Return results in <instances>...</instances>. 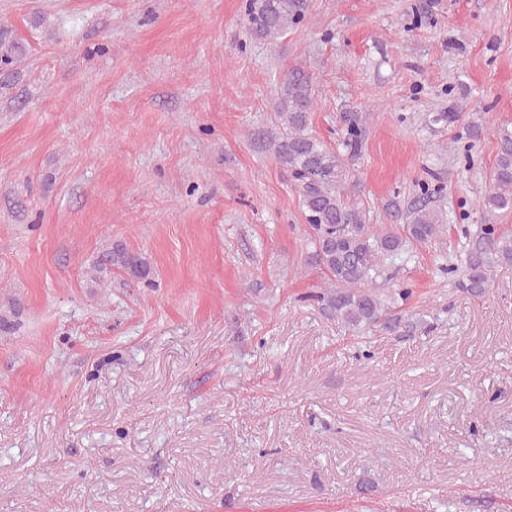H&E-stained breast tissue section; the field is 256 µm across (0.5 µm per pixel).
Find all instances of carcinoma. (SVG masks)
Segmentation results:
<instances>
[{
    "label": "carcinoma",
    "mask_w": 512,
    "mask_h": 512,
    "mask_svg": "<svg viewBox=\"0 0 512 512\" xmlns=\"http://www.w3.org/2000/svg\"><path fill=\"white\" fill-rule=\"evenodd\" d=\"M244 14L251 36L275 38L299 24L306 0H245ZM283 132L274 141V154L288 172L309 229L312 250L306 265L326 276L323 288L310 295L327 315L353 337L403 331L411 336L429 326L426 315L407 310L414 291L393 284L390 262L414 248L428 245L448 231L442 212L428 200L439 192L422 183L417 198L406 207V224H371L366 211L345 198V185L353 172V160L362 143L361 116H349L341 141L342 150L330 148L310 131L315 97L309 74L301 67L288 71L282 86ZM496 155L490 170V188L479 200L483 224H455L456 240L448 251V274L454 287L479 297L489 286L493 268L512 265V231L492 220L512 213V128L504 125L496 134ZM147 285L152 284L153 263L142 251L115 242L93 262L90 275L99 280L112 271Z\"/></svg>",
    "instance_id": "1"
}]
</instances>
